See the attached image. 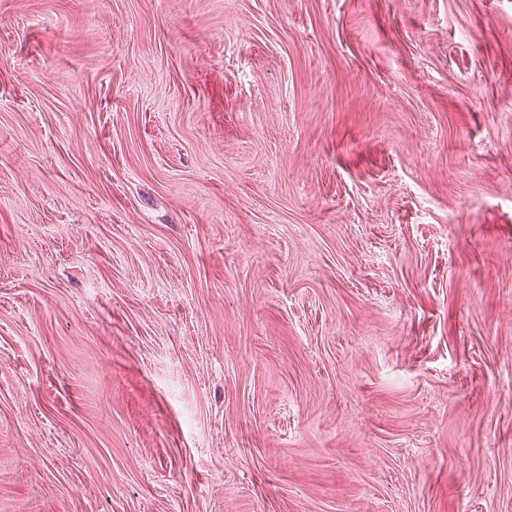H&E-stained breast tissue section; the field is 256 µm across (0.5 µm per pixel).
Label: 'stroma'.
<instances>
[{
  "instance_id": "35a3bbf8",
  "label": "stroma",
  "mask_w": 512,
  "mask_h": 512,
  "mask_svg": "<svg viewBox=\"0 0 512 512\" xmlns=\"http://www.w3.org/2000/svg\"><path fill=\"white\" fill-rule=\"evenodd\" d=\"M0 512H512V0H0Z\"/></svg>"
}]
</instances>
